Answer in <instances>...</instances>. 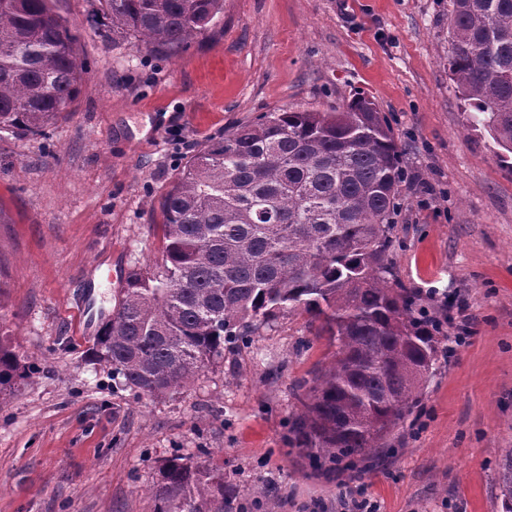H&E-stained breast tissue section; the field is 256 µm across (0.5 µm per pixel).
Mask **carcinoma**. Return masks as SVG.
<instances>
[{"instance_id":"cac0c4a2","label":"carcinoma","mask_w":512,"mask_h":512,"mask_svg":"<svg viewBox=\"0 0 512 512\" xmlns=\"http://www.w3.org/2000/svg\"><path fill=\"white\" fill-rule=\"evenodd\" d=\"M112 42L179 51L224 0H98ZM448 74L512 154V0H451ZM79 37L54 0H0V131L43 136L77 97ZM405 170L375 103L279 110L191 157L163 197L162 258L132 270L94 356L146 397L187 388L257 323L303 310L336 343L292 425L318 460L372 458L433 374L442 324L385 262ZM33 366L0 337V395ZM512 512V448L497 477ZM157 512H233L224 470L167 459Z\"/></svg>"}]
</instances>
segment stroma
<instances>
[{
  "instance_id": "stroma-1",
  "label": "stroma",
  "mask_w": 512,
  "mask_h": 512,
  "mask_svg": "<svg viewBox=\"0 0 512 512\" xmlns=\"http://www.w3.org/2000/svg\"><path fill=\"white\" fill-rule=\"evenodd\" d=\"M98 0H56L86 62L46 135L0 132V336L35 372L0 398V512H155L180 455L250 512H501L512 448V167L448 76V0H224L173 55L113 44ZM373 100L407 179L386 258L446 334L380 457L315 466L295 387L333 361L320 321L258 325L187 390L148 398L92 351L128 273L162 257L160 202L224 131ZM502 512H512V448L503 450L497 477Z\"/></svg>"
}]
</instances>
